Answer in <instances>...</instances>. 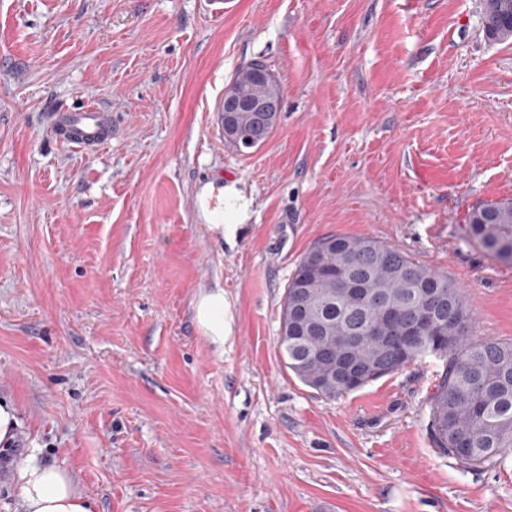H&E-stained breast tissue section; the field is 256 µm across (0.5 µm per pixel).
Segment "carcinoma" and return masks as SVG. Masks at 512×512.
Returning a JSON list of instances; mask_svg holds the SVG:
<instances>
[{
  "instance_id": "1",
  "label": "carcinoma",
  "mask_w": 512,
  "mask_h": 512,
  "mask_svg": "<svg viewBox=\"0 0 512 512\" xmlns=\"http://www.w3.org/2000/svg\"><path fill=\"white\" fill-rule=\"evenodd\" d=\"M486 36H512V0H484ZM249 93L282 99L280 85L235 73ZM472 236L512 263V201L490 202L469 219ZM309 248L288 280L299 294L297 339H279L286 367L306 386L334 400L409 365L434 357L443 370L430 397L435 448L464 470L493 467L512 452V342L472 337L464 292L407 252L372 237L329 235ZM435 319L417 336L406 328L423 313L424 287ZM376 322L383 336L367 334Z\"/></svg>"
}]
</instances>
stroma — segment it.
Here are the masks:
<instances>
[{
	"instance_id": "35a3bbf8",
	"label": "stroma",
	"mask_w": 512,
	"mask_h": 512,
	"mask_svg": "<svg viewBox=\"0 0 512 512\" xmlns=\"http://www.w3.org/2000/svg\"><path fill=\"white\" fill-rule=\"evenodd\" d=\"M483 0H0V512L30 448L97 512H512V453L463 470L435 448L430 358L330 401L278 345L287 282L328 235L369 236L465 292L474 338L512 341V263L470 234L512 199V40ZM283 106L249 155L214 112L236 71ZM94 102L91 154L51 109ZM238 182L251 217L200 215ZM220 287L216 349L194 303ZM49 127L60 144L94 153L111 143L114 121L110 109L83 104L51 112ZM252 200L235 181L220 184L210 182L197 195V207L202 217L224 238H232L239 224L250 219ZM20 423L15 408L7 401L0 403V446L9 448L16 437Z\"/></svg>"
}]
</instances>
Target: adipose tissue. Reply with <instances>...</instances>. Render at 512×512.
Returning <instances> with one entry per match:
<instances>
[{
  "label": "adipose tissue",
  "mask_w": 512,
  "mask_h": 512,
  "mask_svg": "<svg viewBox=\"0 0 512 512\" xmlns=\"http://www.w3.org/2000/svg\"><path fill=\"white\" fill-rule=\"evenodd\" d=\"M251 199L237 182L208 183L197 195L202 217L223 237H233L251 214ZM195 318L216 346H223L229 329L224 307V291L204 292L194 304ZM16 498L21 512H95L93 501L84 494L66 469L47 465L37 453H30L18 466L15 476Z\"/></svg>",
  "instance_id": "1"
}]
</instances>
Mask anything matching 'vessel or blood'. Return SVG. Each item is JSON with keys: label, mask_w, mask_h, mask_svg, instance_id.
<instances>
[{"label": "vessel or blood", "mask_w": 512, "mask_h": 512, "mask_svg": "<svg viewBox=\"0 0 512 512\" xmlns=\"http://www.w3.org/2000/svg\"><path fill=\"white\" fill-rule=\"evenodd\" d=\"M49 127L60 144L94 153L111 143L114 121L110 109L84 104L51 113Z\"/></svg>", "instance_id": "b4317fda"}]
</instances>
